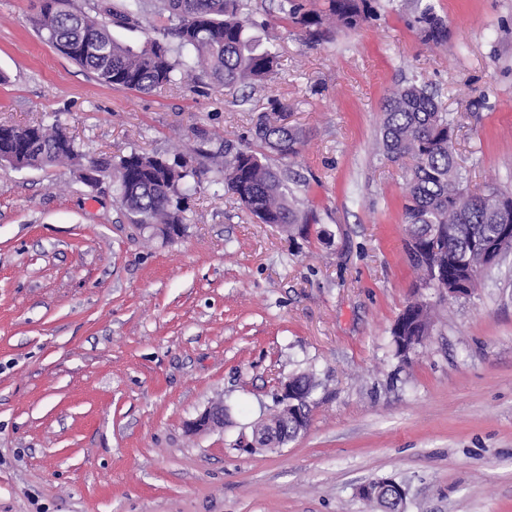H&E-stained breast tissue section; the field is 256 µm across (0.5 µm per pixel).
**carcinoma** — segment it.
Listing matches in <instances>:
<instances>
[{"label": "carcinoma", "mask_w": 512, "mask_h": 512, "mask_svg": "<svg viewBox=\"0 0 512 512\" xmlns=\"http://www.w3.org/2000/svg\"><path fill=\"white\" fill-rule=\"evenodd\" d=\"M54 0H43L37 20L45 40L107 85L145 92L176 85L188 70L227 89L259 85L273 74L278 52L261 49L249 35L254 19L248 0H130L123 9L102 6L91 15L62 0L65 8L52 11ZM148 10L166 18L153 28L144 44L134 48L118 41L111 26L130 27ZM281 12L301 27L315 43L324 37L325 21L356 29L374 15L372 0H326L325 13L305 9L297 0H282ZM415 22L429 43L448 40V28L430 0H419ZM193 59V67L172 55L171 41ZM454 119L444 112L425 89L407 84L394 89L383 104L381 140L391 162L413 160L405 185L403 205L407 224V249L414 268L440 261L436 288L455 287L463 278L462 260L469 266L470 288L478 286L489 258L472 248L475 240L493 243L502 225H512V197L487 188L478 193L463 187V176L454 158ZM253 138L261 146L284 156L299 153L298 130L259 119ZM0 157L21 159L34 168L70 164L86 182L84 154L75 139L59 123L0 125ZM99 171L112 170V191L139 229L166 239L179 235L184 221L181 200L198 181L200 171L185 161L168 160L132 152L118 161H98ZM224 193L239 200L261 224H280L292 232L308 227V218L297 201L288 198L280 174L263 162V154L249 147L224 146ZM392 329L394 336H428L432 309L416 299L408 303ZM307 403L316 387L312 373L290 378ZM252 431L262 435L261 446L275 448L306 431L288 409L259 421Z\"/></svg>", "instance_id": "obj_1"}]
</instances>
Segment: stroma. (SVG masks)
Here are the masks:
<instances>
[{
	"instance_id": "1",
	"label": "stroma",
	"mask_w": 512,
	"mask_h": 512,
	"mask_svg": "<svg viewBox=\"0 0 512 512\" xmlns=\"http://www.w3.org/2000/svg\"><path fill=\"white\" fill-rule=\"evenodd\" d=\"M42 3L0 0V124L58 121L86 157H184L202 176L166 240L111 182L0 165V512H380L358 489L385 477L406 512H512V255L472 294L417 287L405 166L380 135L386 96L426 86L471 189L512 193V0H433L440 46L416 0H375V19L314 45L280 0H251V36L279 52L265 85L147 93L60 54ZM262 116L302 135L265 161L315 216L305 234L224 192L214 157ZM416 297L438 317L400 356L391 329ZM301 372L307 430L239 451ZM217 400L223 428L188 432ZM431 0H419L415 22L419 25L423 37L429 43L441 45L448 40V28L435 13ZM425 2V3H423Z\"/></svg>"
}]
</instances>
